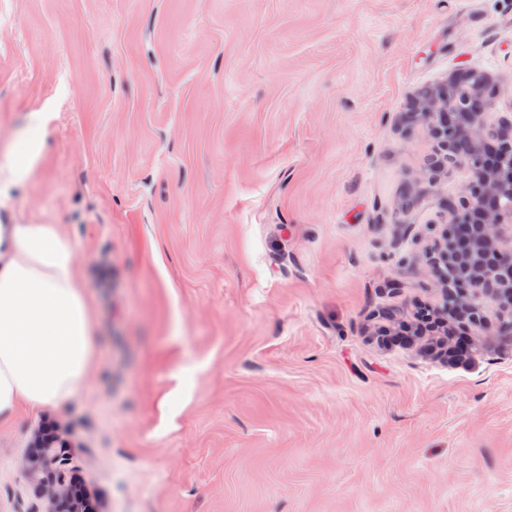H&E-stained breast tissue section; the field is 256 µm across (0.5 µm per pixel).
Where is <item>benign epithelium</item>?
Segmentation results:
<instances>
[{
    "instance_id": "benign-epithelium-1",
    "label": "benign epithelium",
    "mask_w": 512,
    "mask_h": 512,
    "mask_svg": "<svg viewBox=\"0 0 512 512\" xmlns=\"http://www.w3.org/2000/svg\"><path fill=\"white\" fill-rule=\"evenodd\" d=\"M474 92L485 96L483 111L450 119L448 104H457ZM499 96V85L488 74L465 68L422 90L409 103V116L425 126L433 152H458L460 162L471 172L472 180L458 199H444L438 213L439 223L461 226L468 238L456 240L448 230L428 253L443 292L434 316L415 327L403 323L395 334L383 325L379 328L383 336L392 334L395 341L410 344L428 332L448 335L452 321H466L483 329L492 322L480 315V309L492 305L496 316L492 324L498 335L512 339V165L505 170L485 154V148L492 144L512 147V118L496 116ZM429 350L447 363L462 361L443 339ZM58 462L55 449L46 443L38 460L27 461V472L35 477ZM42 493L54 506L83 512L72 489L62 482L42 483Z\"/></svg>"
}]
</instances>
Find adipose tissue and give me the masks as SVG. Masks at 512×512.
Here are the masks:
<instances>
[{
	"mask_svg": "<svg viewBox=\"0 0 512 512\" xmlns=\"http://www.w3.org/2000/svg\"><path fill=\"white\" fill-rule=\"evenodd\" d=\"M78 246L55 224H0V424L80 396L95 358V308Z\"/></svg>",
	"mask_w": 512,
	"mask_h": 512,
	"instance_id": "1",
	"label": "adipose tissue"
}]
</instances>
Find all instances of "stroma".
<instances>
[{"label":"stroma","instance_id":"1","mask_svg":"<svg viewBox=\"0 0 512 512\" xmlns=\"http://www.w3.org/2000/svg\"><path fill=\"white\" fill-rule=\"evenodd\" d=\"M460 68L512 113V0H0V223L77 243L97 334L80 398L0 428V512H48V423L96 512H512V342L378 334L441 301L471 175L403 115Z\"/></svg>","mask_w":512,"mask_h":512}]
</instances>
